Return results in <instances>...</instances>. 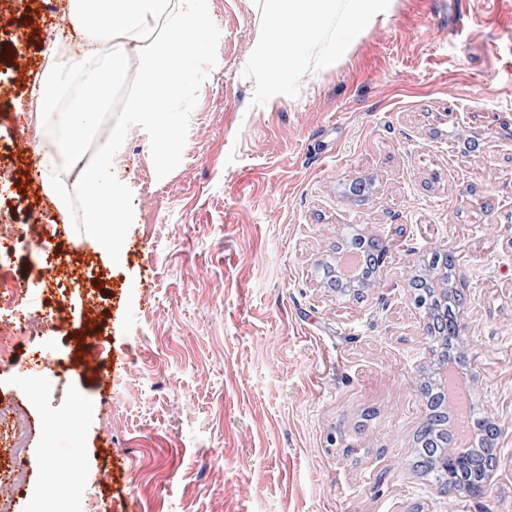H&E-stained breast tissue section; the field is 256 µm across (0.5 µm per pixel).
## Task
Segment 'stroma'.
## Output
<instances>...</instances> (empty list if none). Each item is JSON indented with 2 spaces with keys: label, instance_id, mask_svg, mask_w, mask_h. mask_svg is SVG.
<instances>
[{
  "label": "stroma",
  "instance_id": "1",
  "mask_svg": "<svg viewBox=\"0 0 512 512\" xmlns=\"http://www.w3.org/2000/svg\"><path fill=\"white\" fill-rule=\"evenodd\" d=\"M29 4L0 42L15 89L0 102V166L14 175L0 214L34 224L78 279L44 295L46 319L72 328L38 348L65 370L0 371V407L29 417L13 512L37 498L48 512H512V0H394L376 22L332 26L316 49L335 64L303 77L250 59L269 27L262 0H212L217 63L179 166L157 178L139 127L115 159L134 207L116 262L86 234L55 232L68 210L10 149L46 34L72 30ZM16 50L27 73L10 68ZM358 179L372 183L362 203L345 191ZM351 228L388 250L358 297L322 286ZM446 250L472 396L503 430L480 495L441 492L412 467L430 341L408 282ZM38 266L19 247L1 257L0 292L40 289ZM96 345L101 369L81 368ZM49 446L74 464L63 498L42 493ZM104 468L111 484L96 482Z\"/></svg>",
  "mask_w": 512,
  "mask_h": 512
}]
</instances>
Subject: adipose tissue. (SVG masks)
I'll return each instance as SVG.
<instances>
[{"mask_svg":"<svg viewBox=\"0 0 512 512\" xmlns=\"http://www.w3.org/2000/svg\"><path fill=\"white\" fill-rule=\"evenodd\" d=\"M391 0H265L273 18L276 38L259 35L253 51L272 56L274 48L315 40L338 14L347 18L375 20L385 15ZM87 38H132L138 40L142 62L139 87L130 95L126 109L132 119L159 124L165 112L167 92L183 83L181 60L188 50V33L207 28L211 0H68ZM125 50L103 59L78 90L67 110H60L61 88L47 77L32 89L39 111H63V149L67 156L81 154L86 134L105 110L112 91L125 71Z\"/></svg>","mask_w":512,"mask_h":512,"instance_id":"obj_1","label":"adipose tissue"}]
</instances>
